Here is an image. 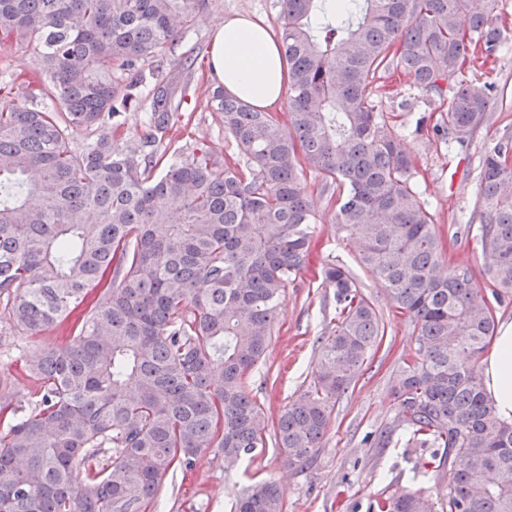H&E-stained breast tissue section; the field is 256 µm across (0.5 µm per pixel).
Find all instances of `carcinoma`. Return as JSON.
I'll use <instances>...</instances> for the list:
<instances>
[{
	"mask_svg": "<svg viewBox=\"0 0 512 512\" xmlns=\"http://www.w3.org/2000/svg\"><path fill=\"white\" fill-rule=\"evenodd\" d=\"M499 0H280L288 75L281 119L217 86L211 107L239 159L163 139L184 96L147 62L170 54L191 78L197 48L179 38L208 0H0V50L32 45L20 95L0 94V297L36 338L82 306L72 344L29 367L27 406L0 405V512H151L169 472L209 450L228 467L265 447L288 466L317 457L337 401L382 343L385 327L344 266L319 287L334 303L310 383L269 424L250 374L281 298L306 267L316 214L305 168L336 190V223L356 262L413 326L395 386L387 445L430 448L421 463L443 489L395 486L367 512H512V424L500 420L478 365L496 331L483 289L512 294V135L481 162L478 219L485 288L461 265L441 270L434 215L410 182L413 163L376 101L401 70L420 91L455 86L435 127L463 144L488 120L493 84L462 78L496 61ZM154 83L146 130L121 117ZM96 134L74 152L68 127ZM276 483L247 489L231 512H284Z\"/></svg>",
	"mask_w": 512,
	"mask_h": 512,
	"instance_id": "obj_1",
	"label": "carcinoma"
}]
</instances>
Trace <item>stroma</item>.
Listing matches in <instances>:
<instances>
[{
	"label": "stroma",
	"instance_id": "35a3bbf8",
	"mask_svg": "<svg viewBox=\"0 0 512 512\" xmlns=\"http://www.w3.org/2000/svg\"><path fill=\"white\" fill-rule=\"evenodd\" d=\"M278 12L279 0H210L196 15L185 38L197 46L199 54L185 101L173 117V138L167 145L170 154H180L186 145L194 144L209 150L218 161H235L233 142L207 106L208 89L214 84L208 61L210 24L227 15L247 14L270 25ZM502 42L496 62L475 74L479 81L496 84L502 94L488 121L464 148H448L433 131L448 109V98L398 82L393 94L383 96L380 103L403 138L413 161L411 182L435 213L437 232L449 256L453 263L471 267L479 283L484 280L483 258L477 232L468 228L467 222L475 204L482 156L504 134L512 133V23L504 29ZM403 98L412 99V111L399 108ZM422 115L429 116L430 123L419 131L415 125ZM308 185L316 224L307 263L286 291L270 345L252 372L251 387L263 401L269 419L274 420L310 382L319 341L334 315L333 308L325 307L319 286L322 267L329 262L347 267L374 303L385 326L382 345L337 402L325 446L311 465L288 467L271 433L258 455L231 468L209 451L196 458L191 471L163 478L157 512H230L235 499L259 480L278 484L287 512H357V505L389 485L434 484L419 467L429 449L375 448L364 440L367 433L393 420V388L413 350L412 326L397 313L385 288L356 263V248L339 230L335 206L321 193L318 180L310 179ZM73 340V335L58 329L29 337L0 300V398L27 401L36 389L35 381L26 374L28 364L44 347Z\"/></svg>",
	"mask_w": 512,
	"mask_h": 512
}]
</instances>
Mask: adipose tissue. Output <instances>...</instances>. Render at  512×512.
Wrapping results in <instances>:
<instances>
[{
	"label": "adipose tissue",
	"instance_id": "1",
	"mask_svg": "<svg viewBox=\"0 0 512 512\" xmlns=\"http://www.w3.org/2000/svg\"><path fill=\"white\" fill-rule=\"evenodd\" d=\"M211 31V69L225 91L259 109L277 103L286 78L270 27L240 15L213 22ZM483 375L487 399L501 420L512 423V320L501 323Z\"/></svg>",
	"mask_w": 512,
	"mask_h": 512
}]
</instances>
